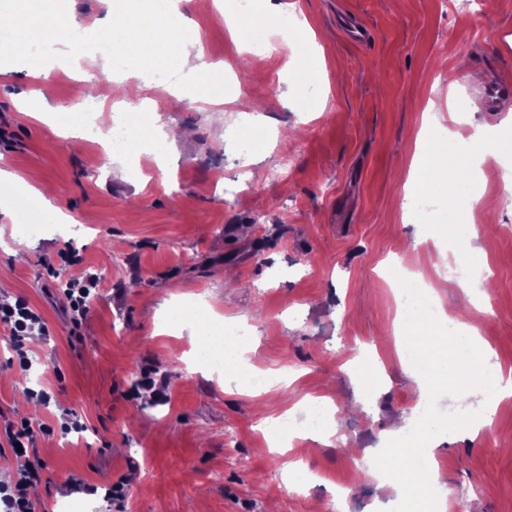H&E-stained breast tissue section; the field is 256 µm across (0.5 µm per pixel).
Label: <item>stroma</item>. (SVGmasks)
<instances>
[{"instance_id": "obj_1", "label": "stroma", "mask_w": 512, "mask_h": 512, "mask_svg": "<svg viewBox=\"0 0 512 512\" xmlns=\"http://www.w3.org/2000/svg\"><path fill=\"white\" fill-rule=\"evenodd\" d=\"M223 6L270 45L266 60L225 28ZM55 7L89 32L119 12L113 0ZM140 7L126 0L119 13L132 25ZM183 12L208 56L245 79L244 89L225 86L223 104L192 90L181 66L164 88L127 58L123 71L143 87L129 98L94 52L79 67L53 69L44 86L16 57L0 76V168L52 185L55 206L84 226L72 237L43 211L45 232L29 236L0 181L6 300L25 298L45 328L27 343L33 365L23 372L0 326V427L27 419L54 429L33 452L0 453V486L36 463L39 512L70 503L82 512H322L341 484L349 512H397L408 498L366 479L351 451L383 447L406 417L441 440L445 512H512V397L473 395L477 376L452 375L419 399L399 347L416 344L430 316L423 292L405 294L392 275L421 274L447 311L477 327L481 363L512 372V158L483 170L466 198L424 161L442 134L468 155L475 131L512 139V100L467 114L491 77L512 83V0H213L207 12ZM343 16L366 39L349 41ZM283 23L303 33L302 44L282 38ZM107 85L105 99L97 90ZM41 95L94 105L104 119L141 105L163 131L193 135L168 140L159 156L144 146L137 164L108 157L97 139L58 137L25 117L21 105ZM244 134L255 148L242 155ZM422 191L431 207L417 215L409 201ZM461 207L479 227L467 247L485 271L475 299L451 287L434 246L448 237L443 214ZM64 249L104 273L77 328L44 265ZM407 295L409 323L400 337L384 335ZM187 305L203 310L215 334L228 323L250 329L252 361L226 372L196 363L199 341L179 314ZM43 388L50 403L22 412L20 393ZM315 398L336 409L334 441L299 434L287 450L271 447L266 419ZM489 409L490 430L470 437ZM72 417L83 432L61 433ZM288 463L293 493L283 486ZM114 483L121 497L109 496Z\"/></svg>"}]
</instances>
